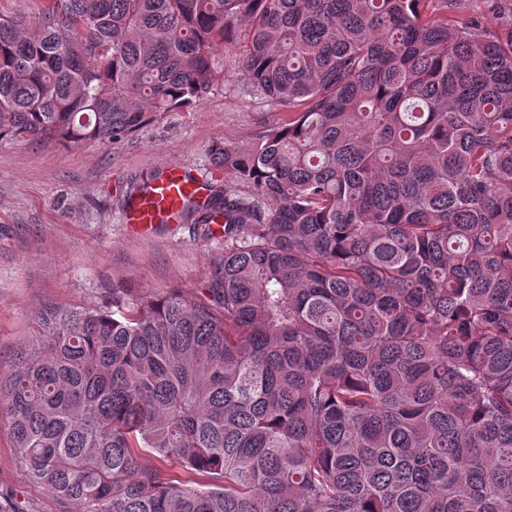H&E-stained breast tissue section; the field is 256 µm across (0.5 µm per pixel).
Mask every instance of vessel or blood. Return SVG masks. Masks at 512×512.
<instances>
[{
  "instance_id": "1",
  "label": "vessel or blood",
  "mask_w": 512,
  "mask_h": 512,
  "mask_svg": "<svg viewBox=\"0 0 512 512\" xmlns=\"http://www.w3.org/2000/svg\"><path fill=\"white\" fill-rule=\"evenodd\" d=\"M204 185L192 179L183 167H164L161 173L128 206L127 221L135 229L144 230L163 218H173L186 200L206 202Z\"/></svg>"
}]
</instances>
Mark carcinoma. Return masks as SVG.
<instances>
[{"mask_svg": "<svg viewBox=\"0 0 512 512\" xmlns=\"http://www.w3.org/2000/svg\"><path fill=\"white\" fill-rule=\"evenodd\" d=\"M465 0L0 10V141L118 145L210 92L288 109L180 219L204 287L46 303L0 364L27 480L78 512H512V40Z\"/></svg>", "mask_w": 512, "mask_h": 512, "instance_id": "obj_1", "label": "carcinoma"}]
</instances>
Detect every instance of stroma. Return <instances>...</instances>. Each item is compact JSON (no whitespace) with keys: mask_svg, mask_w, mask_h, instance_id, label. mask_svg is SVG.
Wrapping results in <instances>:
<instances>
[{"mask_svg":"<svg viewBox=\"0 0 512 512\" xmlns=\"http://www.w3.org/2000/svg\"><path fill=\"white\" fill-rule=\"evenodd\" d=\"M239 52L236 42L217 49L221 78L193 110L167 113L125 143L0 141V361L29 335L33 311L46 302L93 306L116 286L160 294L204 284L219 240L197 237L182 222L135 233L125 222V199L170 164L206 183L216 201L228 190L242 193L241 184L215 169L213 146L248 147L285 114L234 93ZM12 504L60 512L51 493L26 481L0 425V505Z\"/></svg>","mask_w":512,"mask_h":512,"instance_id":"1","label":"stroma"}]
</instances>
